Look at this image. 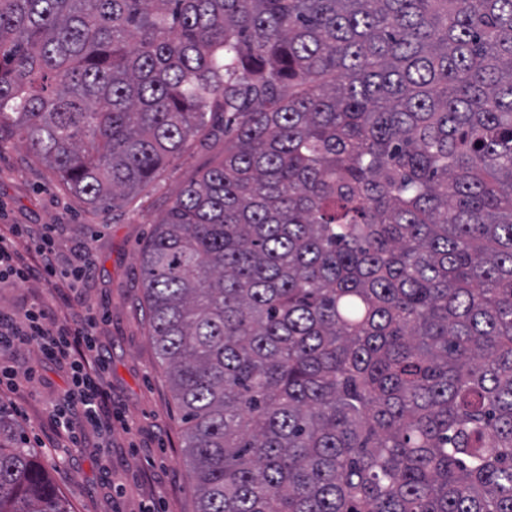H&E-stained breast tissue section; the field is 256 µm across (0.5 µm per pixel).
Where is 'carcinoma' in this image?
<instances>
[{
    "instance_id": "carcinoma-1",
    "label": "carcinoma",
    "mask_w": 512,
    "mask_h": 512,
    "mask_svg": "<svg viewBox=\"0 0 512 512\" xmlns=\"http://www.w3.org/2000/svg\"><path fill=\"white\" fill-rule=\"evenodd\" d=\"M196 512H512V0H0V142L123 208ZM0 512H69L0 409Z\"/></svg>"
}]
</instances>
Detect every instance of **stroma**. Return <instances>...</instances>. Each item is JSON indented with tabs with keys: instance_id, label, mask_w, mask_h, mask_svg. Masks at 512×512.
Wrapping results in <instances>:
<instances>
[{
	"instance_id": "stroma-1",
	"label": "stroma",
	"mask_w": 512,
	"mask_h": 512,
	"mask_svg": "<svg viewBox=\"0 0 512 512\" xmlns=\"http://www.w3.org/2000/svg\"><path fill=\"white\" fill-rule=\"evenodd\" d=\"M205 122L208 138L191 142L151 186L113 212L90 209L33 158L24 142L15 139L0 147V225L51 224L63 254L93 250L96 270L81 303L37 281L0 288V309L7 312L42 301L58 313L76 314L84 303L104 315L97 341L109 358L110 443L87 427L79 447H59L46 409L68 385L67 363L46 360L33 347L4 360L31 379L16 390L1 386L0 405L24 429L70 512H141L151 502L160 512H196L181 414L142 308L140 251L184 186L223 155L222 116L206 114Z\"/></svg>"
}]
</instances>
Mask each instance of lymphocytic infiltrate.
<instances>
[{"label": "lymphocytic infiltrate", "mask_w": 512, "mask_h": 512, "mask_svg": "<svg viewBox=\"0 0 512 512\" xmlns=\"http://www.w3.org/2000/svg\"><path fill=\"white\" fill-rule=\"evenodd\" d=\"M22 237L31 243L36 262L25 261L18 254L15 241ZM93 268V255L88 250L74 262L59 261L51 228L14 224L0 229V284L40 280L74 290ZM98 322V313L91 310L78 323L39 304L11 313L0 310V354L34 346L46 358L69 363L72 385L50 415L73 448L80 444L81 424H89L105 437L112 433V397L105 383L107 366L96 353Z\"/></svg>", "instance_id": "obj_1"}]
</instances>
